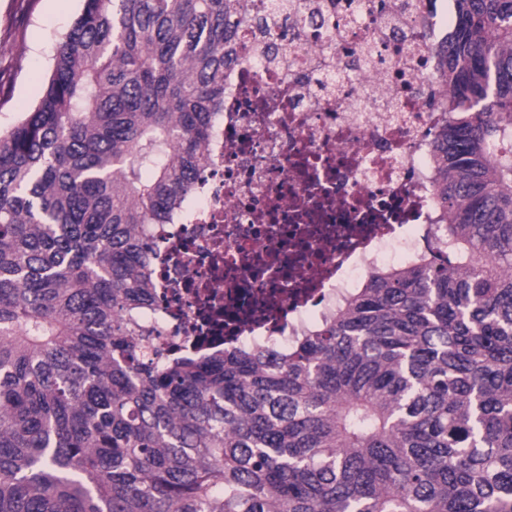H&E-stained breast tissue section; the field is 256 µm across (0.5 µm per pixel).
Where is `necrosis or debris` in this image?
<instances>
[{"mask_svg":"<svg viewBox=\"0 0 512 512\" xmlns=\"http://www.w3.org/2000/svg\"><path fill=\"white\" fill-rule=\"evenodd\" d=\"M241 28L206 161L171 223L147 224L171 349L287 353L375 270L438 251L439 63L455 0H301Z\"/></svg>","mask_w":512,"mask_h":512,"instance_id":"1","label":"necrosis or debris"}]
</instances>
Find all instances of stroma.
Returning a JSON list of instances; mask_svg holds the SVG:
<instances>
[{
	"mask_svg": "<svg viewBox=\"0 0 512 512\" xmlns=\"http://www.w3.org/2000/svg\"><path fill=\"white\" fill-rule=\"evenodd\" d=\"M83 0H0V128L41 95L54 48Z\"/></svg>",
	"mask_w": 512,
	"mask_h": 512,
	"instance_id": "stroma-1",
	"label": "stroma"
}]
</instances>
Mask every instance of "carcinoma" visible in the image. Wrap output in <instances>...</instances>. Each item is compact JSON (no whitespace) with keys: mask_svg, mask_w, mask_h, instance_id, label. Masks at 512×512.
Returning a JSON list of instances; mask_svg holds the SVG:
<instances>
[{"mask_svg":"<svg viewBox=\"0 0 512 512\" xmlns=\"http://www.w3.org/2000/svg\"><path fill=\"white\" fill-rule=\"evenodd\" d=\"M438 236L288 354L136 340L234 0H84L0 130V512H512V0H456Z\"/></svg>","mask_w":512,"mask_h":512,"instance_id":"1","label":"carcinoma"}]
</instances>
